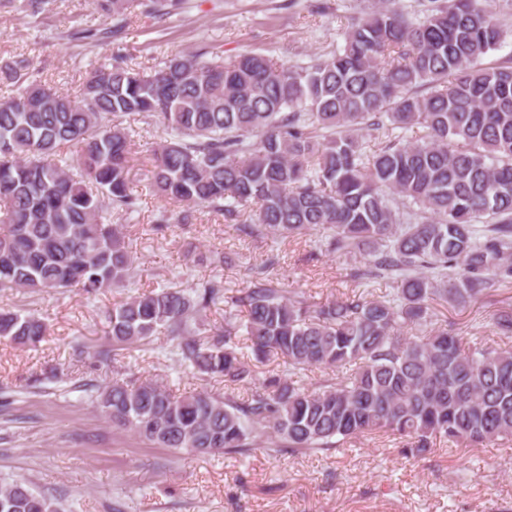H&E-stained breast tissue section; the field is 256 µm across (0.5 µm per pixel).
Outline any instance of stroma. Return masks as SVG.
<instances>
[{
	"mask_svg": "<svg viewBox=\"0 0 512 512\" xmlns=\"http://www.w3.org/2000/svg\"><path fill=\"white\" fill-rule=\"evenodd\" d=\"M24 3L0 10V60H32L43 81L74 95L93 65L117 54L146 71L196 48L218 60L255 52L277 63H305L341 46L352 19L379 0H186L181 13L164 20L131 16L116 38L100 43L70 36L77 28L107 27L89 0H54L35 16ZM131 188L140 209L127 228L135 259L130 293L204 280L235 296L249 286L248 267L270 253L279 257L267 272L272 286L313 306L354 293L383 296L397 286L354 279L355 260L333 251L325 230L250 238L196 208L188 223L157 231L159 211L178 216L182 205L155 196L145 169L135 170ZM191 250L229 253L235 261L192 264ZM119 298L112 290L91 297L77 285L60 294L0 295V308L36 314L49 329L35 348L0 340V483L26 481L61 512H512V442L452 452L440 439L418 455L406 451L403 439L380 432L338 450L258 448L233 458L158 448L113 426L89 396L112 381L154 379L178 394L224 388L194 375L167 334L113 350L107 314ZM506 302L512 284L449 309L448 321L471 343H482L494 336L492 317Z\"/></svg>",
	"mask_w": 512,
	"mask_h": 512,
	"instance_id": "35a3bbf8",
	"label": "stroma"
}]
</instances>
